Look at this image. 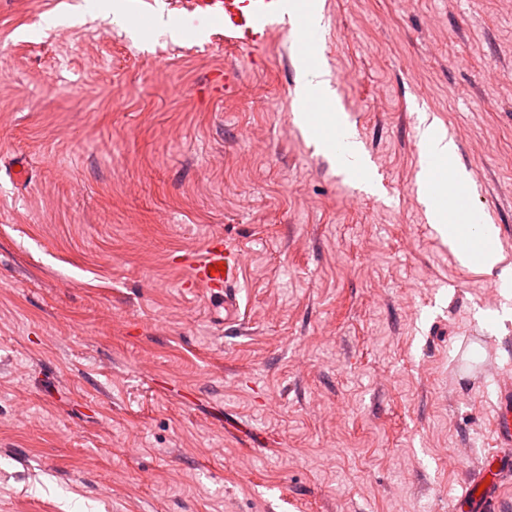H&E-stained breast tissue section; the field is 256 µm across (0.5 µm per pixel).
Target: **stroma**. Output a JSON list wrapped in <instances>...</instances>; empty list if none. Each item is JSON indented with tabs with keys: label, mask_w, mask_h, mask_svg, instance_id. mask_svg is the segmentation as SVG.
<instances>
[{
	"label": "stroma",
	"mask_w": 512,
	"mask_h": 512,
	"mask_svg": "<svg viewBox=\"0 0 512 512\" xmlns=\"http://www.w3.org/2000/svg\"><path fill=\"white\" fill-rule=\"evenodd\" d=\"M127 5L0 0V512H471L512 298L429 224L416 130L512 267V0H323L373 193L294 121L296 28L230 52ZM216 234L237 329L187 282ZM421 137L427 149L439 156V161L447 162L452 159L455 153L454 142L447 135L436 132L432 124L422 131Z\"/></svg>",
	"instance_id": "35a3bbf8"
}]
</instances>
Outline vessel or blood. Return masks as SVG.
<instances>
[{
  "label": "vessel or blood",
  "mask_w": 512,
  "mask_h": 512,
  "mask_svg": "<svg viewBox=\"0 0 512 512\" xmlns=\"http://www.w3.org/2000/svg\"><path fill=\"white\" fill-rule=\"evenodd\" d=\"M188 10L211 27L223 30L226 46L257 48L270 35L288 25V0H188ZM243 259L237 245L229 239H210L202 251L189 260L191 286L206 288L224 298V322H240L237 290L240 286ZM494 432L500 446L512 444V387L498 394V411Z\"/></svg>",
  "instance_id": "vessel-or-blood-1"
}]
</instances>
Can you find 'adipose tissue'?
<instances>
[{"mask_svg":"<svg viewBox=\"0 0 512 512\" xmlns=\"http://www.w3.org/2000/svg\"><path fill=\"white\" fill-rule=\"evenodd\" d=\"M421 199L426 215L440 235L447 240L456 258L464 265H479L493 270L501 260L495 246L498 229L493 224H457L451 214L457 210L463 175L449 177L428 170L421 176Z\"/></svg>","mask_w":512,"mask_h":512,"instance_id":"obj_1","label":"adipose tissue"}]
</instances>
